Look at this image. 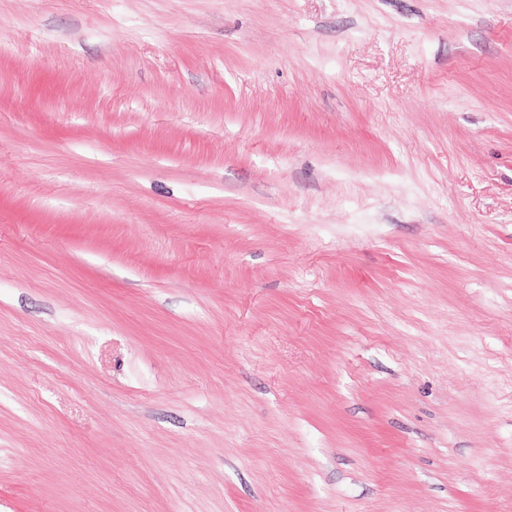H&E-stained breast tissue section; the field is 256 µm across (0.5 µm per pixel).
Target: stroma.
I'll use <instances>...</instances> for the list:
<instances>
[{"label": "stroma", "instance_id": "stroma-1", "mask_svg": "<svg viewBox=\"0 0 512 512\" xmlns=\"http://www.w3.org/2000/svg\"><path fill=\"white\" fill-rule=\"evenodd\" d=\"M0 512H512V0H0Z\"/></svg>", "mask_w": 512, "mask_h": 512}]
</instances>
